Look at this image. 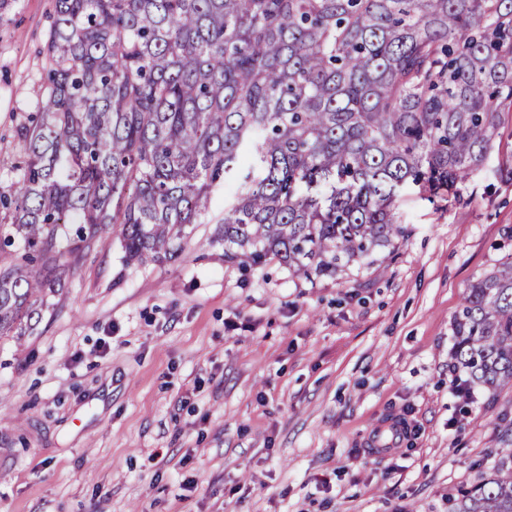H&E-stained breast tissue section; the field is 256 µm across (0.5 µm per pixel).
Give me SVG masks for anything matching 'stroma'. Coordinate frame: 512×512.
Segmentation results:
<instances>
[{
  "label": "stroma",
  "mask_w": 512,
  "mask_h": 512,
  "mask_svg": "<svg viewBox=\"0 0 512 512\" xmlns=\"http://www.w3.org/2000/svg\"><path fill=\"white\" fill-rule=\"evenodd\" d=\"M54 0L0 12V191L45 89ZM238 168L171 262L120 225L0 340V512H448L512 428V389L450 388L453 318L512 253V110L450 203L416 187L403 238L336 279L225 261ZM401 418L398 447L371 448Z\"/></svg>",
  "instance_id": "obj_1"
}]
</instances>
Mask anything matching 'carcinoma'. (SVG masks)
<instances>
[{"mask_svg": "<svg viewBox=\"0 0 512 512\" xmlns=\"http://www.w3.org/2000/svg\"><path fill=\"white\" fill-rule=\"evenodd\" d=\"M45 97L0 193V339L122 226L128 262L176 259L210 189L224 259L340 276L404 236L398 193L446 192L512 108V0H55ZM451 365L512 388V254L472 282ZM512 512V450L448 499Z\"/></svg>", "mask_w": 512, "mask_h": 512, "instance_id": "carcinoma-1", "label": "carcinoma"}]
</instances>
